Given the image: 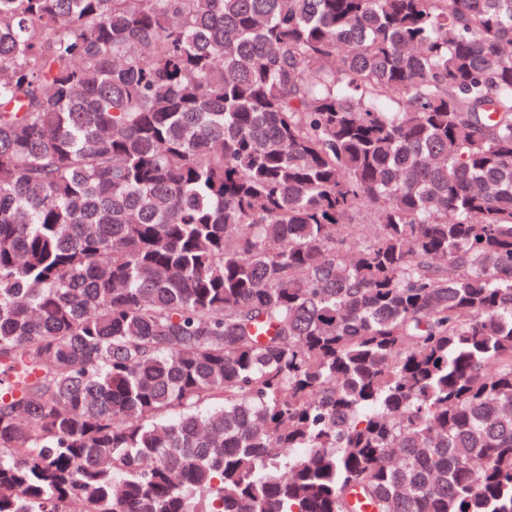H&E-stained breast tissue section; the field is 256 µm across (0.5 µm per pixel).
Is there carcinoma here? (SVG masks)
I'll use <instances>...</instances> for the list:
<instances>
[{"instance_id": "carcinoma-1", "label": "carcinoma", "mask_w": 512, "mask_h": 512, "mask_svg": "<svg viewBox=\"0 0 512 512\" xmlns=\"http://www.w3.org/2000/svg\"><path fill=\"white\" fill-rule=\"evenodd\" d=\"M74 507L512 512V0H0V512Z\"/></svg>"}]
</instances>
